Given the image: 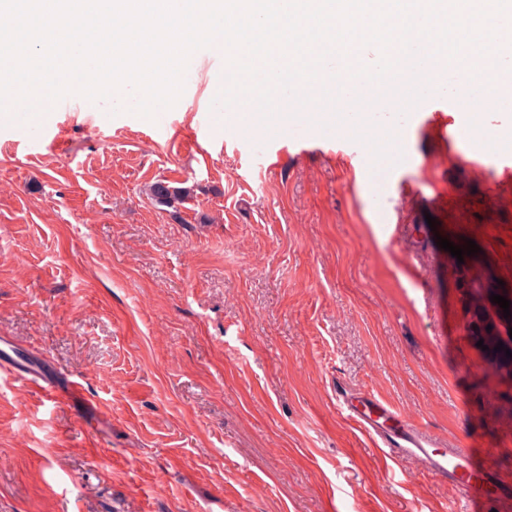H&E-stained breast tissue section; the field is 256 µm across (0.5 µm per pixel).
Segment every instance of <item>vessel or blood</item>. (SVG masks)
Masks as SVG:
<instances>
[{
  "instance_id": "obj_1",
  "label": "vessel or blood",
  "mask_w": 512,
  "mask_h": 512,
  "mask_svg": "<svg viewBox=\"0 0 512 512\" xmlns=\"http://www.w3.org/2000/svg\"><path fill=\"white\" fill-rule=\"evenodd\" d=\"M369 98L384 105L389 102L391 94L384 87L365 80L352 85L350 101L353 106H362ZM92 109L93 104L89 100L63 99L55 105L43 107L31 123L45 128L54 125L57 113L68 110L89 112ZM0 368L41 389L51 398L62 397L73 402L84 397L85 388L81 383L70 381L66 386H58L45 365L24 356L16 341L8 336H0ZM334 391L341 412L387 448L392 457L416 460L430 474L447 479L464 503L475 501L492 484L493 474L486 465L474 463L465 449H439L436 439L419 423L404 418L383 398L348 388L342 383L336 384Z\"/></svg>"
}]
</instances>
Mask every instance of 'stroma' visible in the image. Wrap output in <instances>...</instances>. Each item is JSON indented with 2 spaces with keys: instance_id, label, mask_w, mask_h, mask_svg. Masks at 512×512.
<instances>
[{
  "instance_id": "stroma-1",
  "label": "stroma",
  "mask_w": 512,
  "mask_h": 512,
  "mask_svg": "<svg viewBox=\"0 0 512 512\" xmlns=\"http://www.w3.org/2000/svg\"><path fill=\"white\" fill-rule=\"evenodd\" d=\"M212 96L190 72L155 124L129 97L0 129V336L85 388L55 401L0 373V512H458L345 419L335 378L470 449L500 490L480 512H512V374L474 338L512 336L489 299L512 298V205L487 202L512 146L443 140L453 92L390 101L370 132L401 151L377 193L330 110L282 102L248 132L218 114L215 134ZM257 142L288 155L261 169ZM158 179L193 194L154 205Z\"/></svg>"
}]
</instances>
